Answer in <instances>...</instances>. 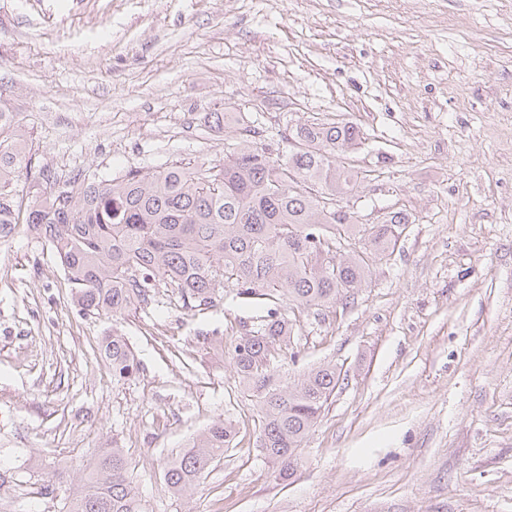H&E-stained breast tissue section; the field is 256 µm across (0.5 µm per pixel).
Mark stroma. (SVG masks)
Instances as JSON below:
<instances>
[{"label":"stroma","mask_w":512,"mask_h":512,"mask_svg":"<svg viewBox=\"0 0 512 512\" xmlns=\"http://www.w3.org/2000/svg\"><path fill=\"white\" fill-rule=\"evenodd\" d=\"M0 108L35 166L115 178L219 161L241 112L287 149L296 127L348 123L362 224L408 215L354 300L281 305L284 387L340 380L280 477L232 359L267 314L226 287L176 290L121 317L85 313L50 245L0 239V512H63L61 481L124 448L143 512H512V0H0ZM119 330L140 371L98 355ZM235 435L198 486L164 472L216 420Z\"/></svg>","instance_id":"stroma-1"}]
</instances>
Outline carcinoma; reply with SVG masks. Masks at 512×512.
Returning <instances> with one entry per match:
<instances>
[{"label": "carcinoma", "mask_w": 512, "mask_h": 512, "mask_svg": "<svg viewBox=\"0 0 512 512\" xmlns=\"http://www.w3.org/2000/svg\"><path fill=\"white\" fill-rule=\"evenodd\" d=\"M231 155L177 160L155 173L130 169L114 179L68 180L64 198L45 193L24 201L19 177L32 169L29 139L0 111V236L23 222L55 251L75 299L87 313L117 317L147 303L164 286L185 303L208 305L224 287L273 307L259 328L239 338L232 361L257 393L258 441L289 477L299 449L340 379L336 365L319 366L284 388H271L262 366L274 345L290 339V320L275 305L320 310L348 300L368 284L374 266L390 260L408 217L364 225L350 210L327 207L352 192L359 173L337 161L359 145L356 127L312 122L297 128L283 155L257 146L244 118ZM100 358L112 377L140 370L127 339L103 337ZM219 420L167 466V490L182 494L200 481L233 439ZM65 512H142L124 449L96 457L84 482L68 488Z\"/></svg>", "instance_id": "carcinoma-1"}]
</instances>
